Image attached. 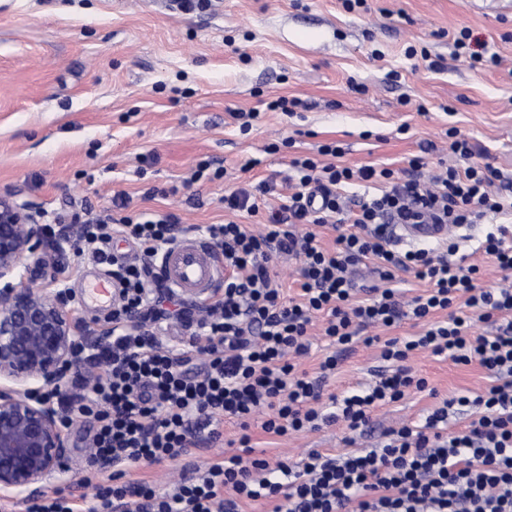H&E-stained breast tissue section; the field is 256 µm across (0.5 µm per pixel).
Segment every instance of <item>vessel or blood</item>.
Here are the masks:
<instances>
[{
  "label": "vessel or blood",
  "mask_w": 512,
  "mask_h": 512,
  "mask_svg": "<svg viewBox=\"0 0 512 512\" xmlns=\"http://www.w3.org/2000/svg\"><path fill=\"white\" fill-rule=\"evenodd\" d=\"M395 231L403 242L440 241L448 236V227L444 224H399ZM159 259L165 281L186 297L206 296L222 275L213 247L196 236L184 237L162 249ZM79 298L90 308L108 307L112 304V287L99 274L83 285Z\"/></svg>",
  "instance_id": "1"
}]
</instances>
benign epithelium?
<instances>
[{
    "mask_svg": "<svg viewBox=\"0 0 512 512\" xmlns=\"http://www.w3.org/2000/svg\"><path fill=\"white\" fill-rule=\"evenodd\" d=\"M49 237L30 207L0 196V491H41L61 467L67 439L58 412L38 399L43 387L69 388V371L82 362V343L101 344L109 330H79L66 300L43 288L61 284L59 256L70 244Z\"/></svg>",
    "mask_w": 512,
    "mask_h": 512,
    "instance_id": "benign-epithelium-1",
    "label": "benign epithelium"
}]
</instances>
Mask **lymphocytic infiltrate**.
Returning a JSON list of instances; mask_svg holds the SVG:
<instances>
[{
    "mask_svg": "<svg viewBox=\"0 0 512 512\" xmlns=\"http://www.w3.org/2000/svg\"><path fill=\"white\" fill-rule=\"evenodd\" d=\"M443 136L457 163L426 180L424 157L399 170L351 167L331 141L290 159L285 193L271 178L225 190L229 218L206 228L224 260V294L199 320L153 268L155 255L186 234L179 216L129 214L122 192L99 213L86 206L65 216L39 212L41 223L79 227L80 242L107 265L120 298L109 315L110 339L92 356V387L73 399L53 388L41 393L62 408L64 428L85 425L89 448L78 484L92 494L78 503L58 488L25 499L23 512H240V501L259 499L273 502L272 512H512V232L500 225L480 241L504 280L482 288L479 264L458 256L462 236L397 250L386 230L426 218L463 227L512 217V195L493 189L503 172L478 162L476 146L457 128ZM356 183L380 192L349 205L343 191ZM273 194L278 206L266 207ZM243 215L261 216L259 229L240 223ZM329 227L336 238L327 247ZM116 239L137 244L140 260L116 256ZM284 256L300 261L293 294L276 279ZM363 268L375 284L360 283ZM401 272L423 284L406 302L392 286ZM132 309L140 317L135 327L125 324ZM406 320L417 332L396 335ZM477 321L486 331H474ZM175 322L190 335L164 343L159 329ZM383 330L388 338H380ZM319 339L324 357L312 378L302 361ZM359 343L379 345L388 370L367 388L325 394L342 353ZM418 352L478 364L491 383L443 399L423 424L384 430L375 449L338 457L314 450L296 463L256 455L255 424L277 437L339 422L367 434L375 410L427 388L408 364ZM471 410L467 426L450 427V413ZM228 420L240 430L235 452L185 472L173 490L126 481L130 467L170 465L220 441Z\"/></svg>",
    "mask_w": 512,
    "mask_h": 512,
    "instance_id": "1",
    "label": "lymphocytic infiltrate"
}]
</instances>
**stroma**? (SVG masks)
Instances as JSON below:
<instances>
[{
  "label": "stroma",
  "mask_w": 512,
  "mask_h": 512,
  "mask_svg": "<svg viewBox=\"0 0 512 512\" xmlns=\"http://www.w3.org/2000/svg\"><path fill=\"white\" fill-rule=\"evenodd\" d=\"M367 4L349 12L341 0H219L214 12L183 13L170 0H0V194L36 209L83 200L100 211L122 191L131 212L219 224L225 189L287 174L296 153L336 140L347 163L401 169L452 126L512 177V0ZM463 27L493 47L498 65L474 68L454 55ZM411 46L426 47L428 59L408 58ZM353 82L366 94L351 92ZM277 96L305 106L265 113L241 133L233 112ZM286 137L294 147L282 146ZM201 160L227 179L186 185ZM383 365L379 348L356 345L325 390L365 387ZM410 366L429 391L379 410L375 433L354 439L335 425L277 437L257 428L256 450L297 462L313 449L343 453L350 438L367 448L381 429L422 421L438 400L488 383L478 365L426 353ZM238 433L225 423L224 442L126 478L169 489L180 472L222 458Z\"/></svg>",
  "instance_id": "obj_1"
}]
</instances>
